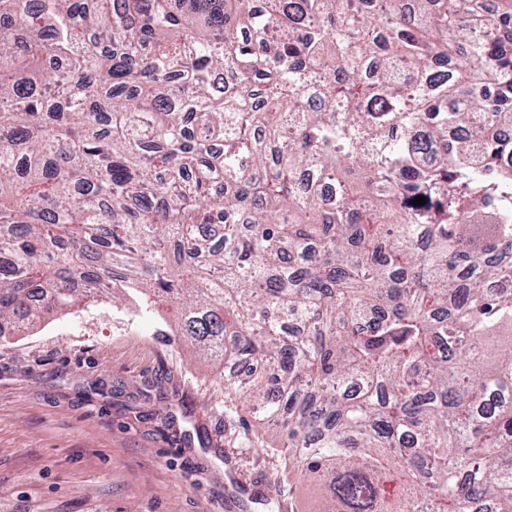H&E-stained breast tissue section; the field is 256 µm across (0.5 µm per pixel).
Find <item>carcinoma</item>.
Masks as SVG:
<instances>
[{"instance_id": "1", "label": "carcinoma", "mask_w": 512, "mask_h": 512, "mask_svg": "<svg viewBox=\"0 0 512 512\" xmlns=\"http://www.w3.org/2000/svg\"><path fill=\"white\" fill-rule=\"evenodd\" d=\"M0 23L1 339L153 293L319 512H512V0Z\"/></svg>"}]
</instances>
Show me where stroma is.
<instances>
[{
    "instance_id": "35a3bbf8",
    "label": "stroma",
    "mask_w": 512,
    "mask_h": 512,
    "mask_svg": "<svg viewBox=\"0 0 512 512\" xmlns=\"http://www.w3.org/2000/svg\"><path fill=\"white\" fill-rule=\"evenodd\" d=\"M173 316L101 298L0 341V512H315L257 418L259 451L225 443L229 372Z\"/></svg>"
}]
</instances>
